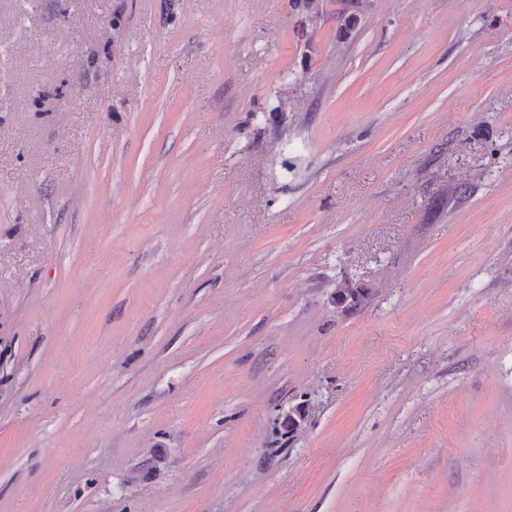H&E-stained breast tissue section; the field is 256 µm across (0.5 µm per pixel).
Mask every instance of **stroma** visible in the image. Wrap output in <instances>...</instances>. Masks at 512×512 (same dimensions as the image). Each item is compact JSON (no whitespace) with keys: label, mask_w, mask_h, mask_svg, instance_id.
<instances>
[{"label":"stroma","mask_w":512,"mask_h":512,"mask_svg":"<svg viewBox=\"0 0 512 512\" xmlns=\"http://www.w3.org/2000/svg\"><path fill=\"white\" fill-rule=\"evenodd\" d=\"M0 512H512V0H0Z\"/></svg>","instance_id":"1"}]
</instances>
